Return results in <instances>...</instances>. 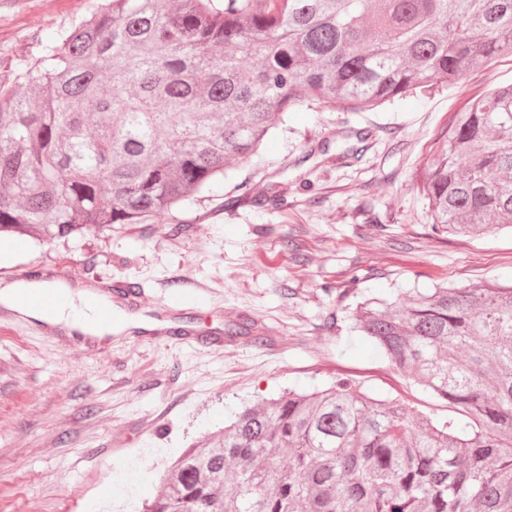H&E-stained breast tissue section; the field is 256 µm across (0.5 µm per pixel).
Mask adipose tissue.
Here are the masks:
<instances>
[{
	"instance_id": "ef3b65f1",
	"label": "adipose tissue",
	"mask_w": 512,
	"mask_h": 512,
	"mask_svg": "<svg viewBox=\"0 0 512 512\" xmlns=\"http://www.w3.org/2000/svg\"><path fill=\"white\" fill-rule=\"evenodd\" d=\"M40 295L46 292L55 297L53 308L45 309L38 305L20 307L17 297L21 292ZM87 291L75 290L66 285L43 282H14L0 286V304L10 309H23L31 315L51 325H61L90 336H104L111 333L112 327L99 323L95 316L88 311L85 300Z\"/></svg>"
}]
</instances>
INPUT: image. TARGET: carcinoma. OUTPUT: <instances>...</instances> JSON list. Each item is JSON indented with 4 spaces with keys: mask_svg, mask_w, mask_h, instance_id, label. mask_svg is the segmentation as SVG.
<instances>
[{
    "mask_svg": "<svg viewBox=\"0 0 512 512\" xmlns=\"http://www.w3.org/2000/svg\"><path fill=\"white\" fill-rule=\"evenodd\" d=\"M512 55V0H98L0 82V238L144 224L209 192L304 104L453 88ZM432 229L512 228V83L456 113ZM354 329L456 416L338 377L244 406L146 512H512V285L357 303Z\"/></svg>",
    "mask_w": 512,
    "mask_h": 512,
    "instance_id": "carcinoma-1",
    "label": "carcinoma"
}]
</instances>
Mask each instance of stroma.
I'll return each instance as SVG.
<instances>
[{
  "instance_id": "stroma-1",
  "label": "stroma",
  "mask_w": 512,
  "mask_h": 512,
  "mask_svg": "<svg viewBox=\"0 0 512 512\" xmlns=\"http://www.w3.org/2000/svg\"><path fill=\"white\" fill-rule=\"evenodd\" d=\"M93 3L0 0V79ZM511 82L503 56L450 94L293 112L232 180L168 214L1 254L0 282L142 283L137 316L188 333L98 339L0 317V512H144L172 460L242 405L339 376L448 418L351 331L352 312L370 291L512 283V230L436 234L421 185L453 112Z\"/></svg>"
}]
</instances>
